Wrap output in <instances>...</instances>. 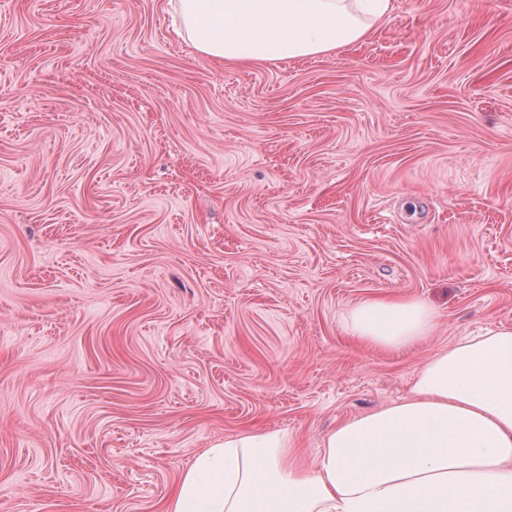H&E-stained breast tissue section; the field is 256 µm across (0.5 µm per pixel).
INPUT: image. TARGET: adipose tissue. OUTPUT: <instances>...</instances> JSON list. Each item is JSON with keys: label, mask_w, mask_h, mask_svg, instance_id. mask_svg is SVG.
I'll return each instance as SVG.
<instances>
[{"label": "adipose tissue", "mask_w": 512, "mask_h": 512, "mask_svg": "<svg viewBox=\"0 0 512 512\" xmlns=\"http://www.w3.org/2000/svg\"><path fill=\"white\" fill-rule=\"evenodd\" d=\"M390 11L391 0H178L176 33L217 63H270L354 45ZM438 323L404 296L344 319L383 350ZM167 512H512V327L425 360L406 398L338 421L313 463L283 432L215 441L183 469Z\"/></svg>", "instance_id": "adipose-tissue-1"}]
</instances>
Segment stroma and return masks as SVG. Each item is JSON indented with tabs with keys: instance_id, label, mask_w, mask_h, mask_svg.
<instances>
[{
	"instance_id": "obj_1",
	"label": "stroma",
	"mask_w": 512,
	"mask_h": 512,
	"mask_svg": "<svg viewBox=\"0 0 512 512\" xmlns=\"http://www.w3.org/2000/svg\"><path fill=\"white\" fill-rule=\"evenodd\" d=\"M418 347L347 334L373 297ZM512 326V0L218 65L170 0H0V512H166L195 453L406 396ZM438 323V313L427 303L404 296L361 301L344 319L351 336L383 350L415 346L428 338Z\"/></svg>"
}]
</instances>
